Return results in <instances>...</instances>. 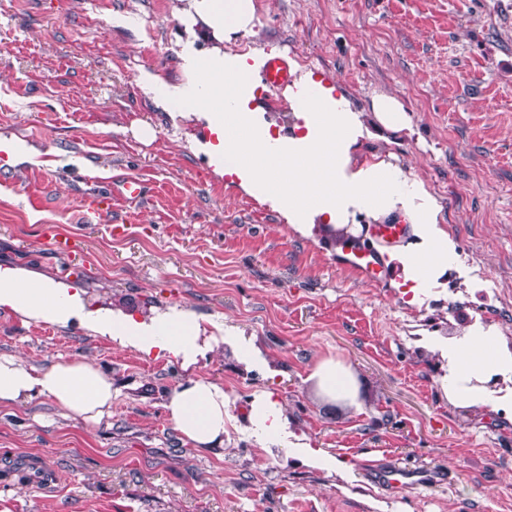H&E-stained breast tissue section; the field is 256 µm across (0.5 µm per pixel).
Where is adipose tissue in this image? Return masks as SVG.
Instances as JSON below:
<instances>
[{
    "instance_id": "obj_1",
    "label": "adipose tissue",
    "mask_w": 512,
    "mask_h": 512,
    "mask_svg": "<svg viewBox=\"0 0 512 512\" xmlns=\"http://www.w3.org/2000/svg\"><path fill=\"white\" fill-rule=\"evenodd\" d=\"M196 11L214 32H253L254 0H224L220 12L198 0ZM264 59L261 51L228 49L215 52L195 70L190 105L211 113L217 147L225 162L233 164L240 186L270 203L304 236L319 224L354 233L357 217L375 221L404 216L423 248L399 253L398 259L410 292L420 295L456 256L454 241L440 225L442 207L420 180L391 161L357 160L361 141L372 130L411 132L404 105L378 93L370 110L362 111L338 83L301 67L284 92L288 132L276 135L272 122L254 105ZM0 308L36 323L76 325L118 348L178 362L190 376L164 405L169 421L198 450L223 447L227 396L221 385L193 374L221 339L190 312L174 309L137 317L120 309L93 308L66 283L21 268L0 270ZM445 358L442 384L449 403L460 408L491 404L494 396L482 386V378L512 372V345L492 326L464 328L449 340ZM37 398L52 402L64 415L97 425L112 416V379L82 359L36 366L17 355L0 354V406ZM250 425L267 442L287 431L288 414L272 391L254 396Z\"/></svg>"
}]
</instances>
